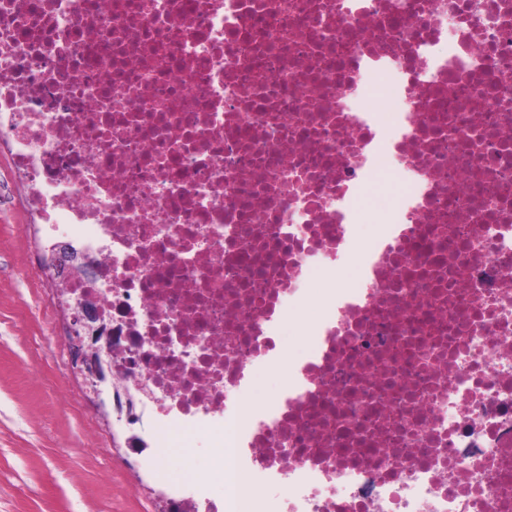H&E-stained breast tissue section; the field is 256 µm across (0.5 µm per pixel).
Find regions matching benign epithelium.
Instances as JSON below:
<instances>
[{
    "label": "benign epithelium",
    "instance_id": "benign-epithelium-1",
    "mask_svg": "<svg viewBox=\"0 0 512 512\" xmlns=\"http://www.w3.org/2000/svg\"><path fill=\"white\" fill-rule=\"evenodd\" d=\"M70 310L74 322L83 324L84 335L78 336L76 352L83 374L94 387L108 382L112 379V328L86 299L75 301Z\"/></svg>",
    "mask_w": 512,
    "mask_h": 512
}]
</instances>
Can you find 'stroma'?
<instances>
[{
	"instance_id": "1",
	"label": "stroma",
	"mask_w": 512,
	"mask_h": 512,
	"mask_svg": "<svg viewBox=\"0 0 512 512\" xmlns=\"http://www.w3.org/2000/svg\"><path fill=\"white\" fill-rule=\"evenodd\" d=\"M0 154V512H147L151 477L127 460L130 434L155 431L153 416L128 427L112 415V389L94 394L75 370L56 327L71 313L56 307L35 229L7 184ZM203 437L163 439L156 465L163 479L186 469L206 475L215 494Z\"/></svg>"
}]
</instances>
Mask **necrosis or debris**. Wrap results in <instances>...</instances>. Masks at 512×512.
Segmentation results:
<instances>
[{
    "instance_id": "necrosis-or-debris-1",
    "label": "necrosis or debris",
    "mask_w": 512,
    "mask_h": 512,
    "mask_svg": "<svg viewBox=\"0 0 512 512\" xmlns=\"http://www.w3.org/2000/svg\"><path fill=\"white\" fill-rule=\"evenodd\" d=\"M0 144L79 257L58 299L112 318L114 410L160 416L133 453L252 476L169 512H512V0H0ZM260 366L289 382L248 409ZM308 316H310V311L303 307H290L285 314L287 321L285 324V336H282L283 348L294 359L307 354V336H303L301 321ZM205 443L206 440L200 436L192 438L189 443L177 435L162 439L163 447L158 448L156 457L158 477L179 480L189 465L194 471L207 477L215 494L223 495L224 479H220L217 472L208 471L214 448L203 447Z\"/></svg>"
}]
</instances>
